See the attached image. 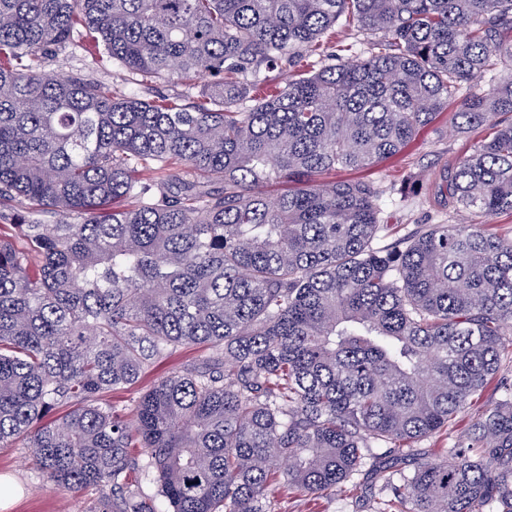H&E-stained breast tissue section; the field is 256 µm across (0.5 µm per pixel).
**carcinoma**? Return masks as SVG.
Here are the masks:
<instances>
[{
  "instance_id": "obj_1",
  "label": "carcinoma",
  "mask_w": 512,
  "mask_h": 512,
  "mask_svg": "<svg viewBox=\"0 0 512 512\" xmlns=\"http://www.w3.org/2000/svg\"><path fill=\"white\" fill-rule=\"evenodd\" d=\"M339 23L367 54L314 60ZM79 26L145 84L215 80L177 103L24 69ZM502 61L512 0H0V444L27 438L105 512H158L133 471L165 512H272L275 484L362 475L376 512H512L511 384L465 439L393 466L512 364V237L423 224L376 247L380 193L320 180L457 101L456 130L489 131L438 192L512 214V69L467 92ZM194 346L133 418L106 400Z\"/></svg>"
}]
</instances>
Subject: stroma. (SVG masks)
Returning a JSON list of instances; mask_svg holds the SVG:
<instances>
[{
	"mask_svg": "<svg viewBox=\"0 0 512 512\" xmlns=\"http://www.w3.org/2000/svg\"><path fill=\"white\" fill-rule=\"evenodd\" d=\"M39 68L59 77L80 75L127 95L142 92L120 69L100 64L79 39L42 60ZM452 117V111L442 112L400 153L356 172V179L372 183L382 193V217L390 229L381 235L379 245L391 243L420 224H455L462 219L453 203L436 193L435 184L442 170L453 167L482 133L455 132ZM205 354L199 347L181 349L155 364L137 384L110 393L108 399L119 413L132 415L140 396L158 378L193 369ZM0 479L15 487L14 500L0 507V512H94L99 501L98 492L92 488L68 492L53 486L35 469L20 440L0 447ZM269 498L274 512H374L371 493L366 489L316 498L281 484L273 486Z\"/></svg>",
	"mask_w": 512,
	"mask_h": 512,
	"instance_id": "35a3bbf8",
	"label": "stroma"
}]
</instances>
